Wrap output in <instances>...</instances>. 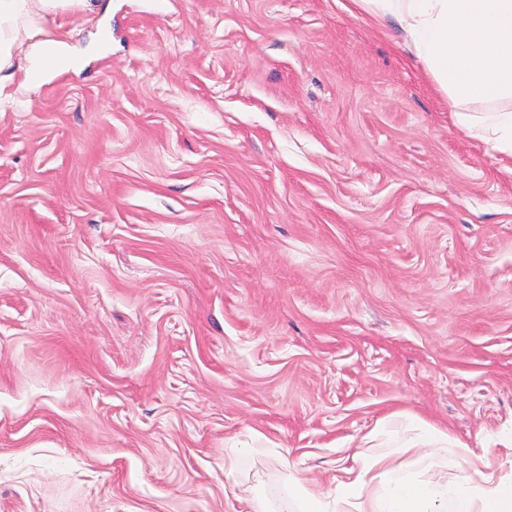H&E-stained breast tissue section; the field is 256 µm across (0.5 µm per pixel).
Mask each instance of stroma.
Segmentation results:
<instances>
[{
  "label": "stroma",
  "instance_id": "35a3bbf8",
  "mask_svg": "<svg viewBox=\"0 0 512 512\" xmlns=\"http://www.w3.org/2000/svg\"><path fill=\"white\" fill-rule=\"evenodd\" d=\"M0 101V512H295L354 453L512 478V158L351 0H74ZM450 451L419 462L430 429ZM62 43L56 41H42L36 44L37 62L47 70H64L70 62L61 53ZM288 498L295 502L299 512H325L323 496L300 482L288 483Z\"/></svg>",
  "mask_w": 512,
  "mask_h": 512
}]
</instances>
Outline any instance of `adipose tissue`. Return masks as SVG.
Listing matches in <instances>:
<instances>
[{"instance_id": "1", "label": "adipose tissue", "mask_w": 512, "mask_h": 512, "mask_svg": "<svg viewBox=\"0 0 512 512\" xmlns=\"http://www.w3.org/2000/svg\"><path fill=\"white\" fill-rule=\"evenodd\" d=\"M72 0H0V74L12 69L14 48L31 36L35 10L48 13ZM378 20H392L439 89L461 109L459 124L482 129L512 157V0H353ZM468 103L485 111H465ZM385 479L366 512H512V480L476 487L418 484L387 468L385 456L364 459L338 488L337 503L356 497L372 471Z\"/></svg>"}]
</instances>
